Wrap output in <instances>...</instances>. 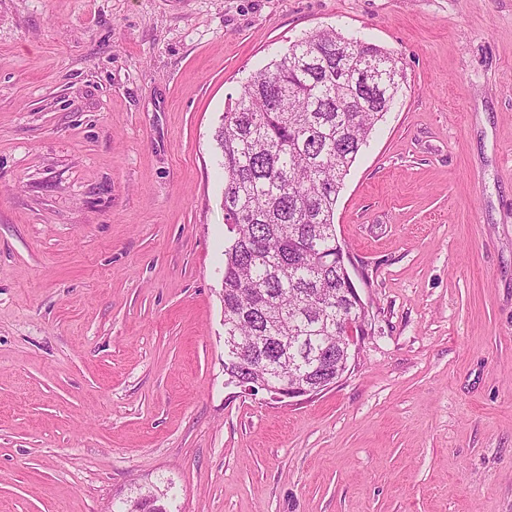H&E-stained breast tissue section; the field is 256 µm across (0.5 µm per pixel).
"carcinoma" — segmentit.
<instances>
[{
  "label": "carcinoma",
  "instance_id": "carcinoma-1",
  "mask_svg": "<svg viewBox=\"0 0 512 512\" xmlns=\"http://www.w3.org/2000/svg\"><path fill=\"white\" fill-rule=\"evenodd\" d=\"M402 78L393 53L333 29L312 32L251 75L214 134L230 233L224 327L275 360L262 337H294L288 361L309 379L322 337L365 318L336 260V205ZM224 373L248 382L262 369L226 361Z\"/></svg>",
  "mask_w": 512,
  "mask_h": 512
}]
</instances>
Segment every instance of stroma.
<instances>
[{
	"mask_svg": "<svg viewBox=\"0 0 512 512\" xmlns=\"http://www.w3.org/2000/svg\"><path fill=\"white\" fill-rule=\"evenodd\" d=\"M404 77L336 234L366 337L224 373L228 104L303 35ZM512 512V0H0V512Z\"/></svg>",
	"mask_w": 512,
	"mask_h": 512,
	"instance_id": "stroma-1",
	"label": "stroma"
}]
</instances>
